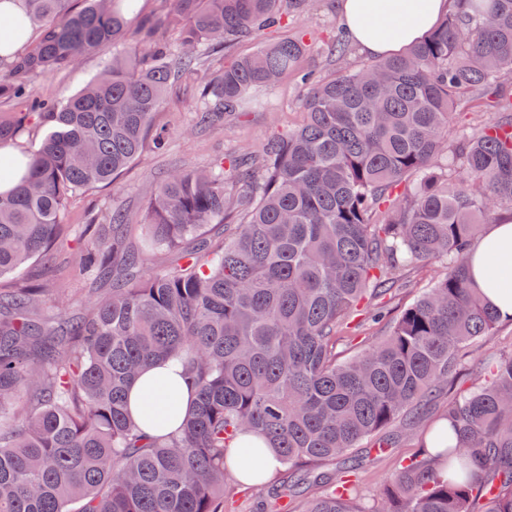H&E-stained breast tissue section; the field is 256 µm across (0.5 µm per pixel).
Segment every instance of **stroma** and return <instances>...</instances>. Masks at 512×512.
<instances>
[{"mask_svg":"<svg viewBox=\"0 0 512 512\" xmlns=\"http://www.w3.org/2000/svg\"><path fill=\"white\" fill-rule=\"evenodd\" d=\"M340 25L338 0H317L313 10L292 18L276 36L281 39L307 32L314 48L303 56L300 66L314 73L317 80L326 81L340 69H358L368 59L355 45L341 59L327 54L325 45L335 38ZM112 52V47H105L100 54L85 57L75 69L37 80L36 86L41 93L66 98L93 78L102 59L111 57ZM298 95L295 78L284 76L275 89L257 93L255 98L243 102L238 113L225 117L220 130L187 136L183 129L197 111L199 101L194 85L183 86L163 102L157 115L158 124L169 129L167 153H145L117 183L78 197L66 213L65 223L82 231L88 212H101L114 204L139 215L146 208L143 187L157 177L180 166H197L214 156L232 154L242 146L260 149L272 134L300 122ZM27 276L32 283L66 289L67 297L60 308L68 313L80 311L81 301L93 298L112 284L108 277L93 280L83 276L78 244L73 239L60 243L48 256L31 261ZM503 351H512V321H501L491 335L478 337L468 345L465 378H479L488 358ZM423 439V432L408 430L401 420L387 430L383 441H365L352 451L349 459L328 462L323 469L336 476L350 474L357 498L370 504L393 478L400 462L421 453ZM280 485L277 479L263 486L227 483L226 512H262L264 504L273 501Z\"/></svg>","mask_w":512,"mask_h":512,"instance_id":"obj_1","label":"stroma"}]
</instances>
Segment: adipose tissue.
Here are the masks:
<instances>
[{
  "label": "adipose tissue",
  "mask_w": 512,
  "mask_h": 512,
  "mask_svg": "<svg viewBox=\"0 0 512 512\" xmlns=\"http://www.w3.org/2000/svg\"><path fill=\"white\" fill-rule=\"evenodd\" d=\"M453 0H342L341 19L349 37L367 54H396L419 41L451 10ZM471 280L501 317L512 318V222L492 225L469 259ZM195 396L175 360L148 364L128 390V410L145 433L178 428Z\"/></svg>",
  "instance_id": "ef3b65f1"
}]
</instances>
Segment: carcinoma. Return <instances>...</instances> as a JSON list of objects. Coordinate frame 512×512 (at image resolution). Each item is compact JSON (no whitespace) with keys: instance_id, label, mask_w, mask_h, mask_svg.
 <instances>
[{"instance_id":"carcinoma-1","label":"carcinoma","mask_w":512,"mask_h":512,"mask_svg":"<svg viewBox=\"0 0 512 512\" xmlns=\"http://www.w3.org/2000/svg\"><path fill=\"white\" fill-rule=\"evenodd\" d=\"M23 2L20 34L37 33L0 55V99L19 105L0 113V149L42 136L29 172L0 159V182H15L0 191V279L14 282L0 288V512H224L232 476L265 482L245 457L229 460L241 435L329 486L301 512H512V353L448 401L426 433L434 452L401 464L377 503H354L348 481L319 471L404 416L416 426L470 342L500 322L468 256L483 224L512 220V0H457L406 52L310 85L297 127L151 182L140 221L96 215L82 268H112V288L71 316L43 315L50 289L24 272L64 234L72 200L114 183L145 143L166 148L154 119L176 85L200 84L191 130L203 132L296 71L302 35L224 56L312 0H169L153 24L138 0ZM110 44L123 51L76 93L33 92ZM481 107L500 120L448 144L449 118ZM133 229L144 247L124 252ZM157 255L177 261L155 270ZM432 261L444 273L390 334L339 360L350 318ZM170 358L196 402L178 430L150 437L128 388Z\"/></svg>"}]
</instances>
